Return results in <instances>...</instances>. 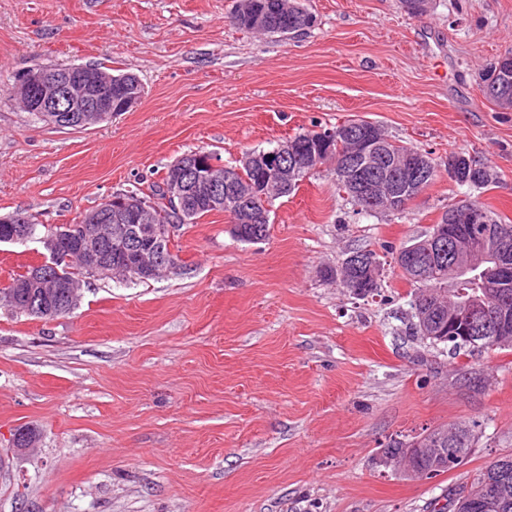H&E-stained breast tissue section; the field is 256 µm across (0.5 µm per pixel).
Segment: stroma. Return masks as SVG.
Masks as SVG:
<instances>
[{
  "label": "stroma",
  "instance_id": "obj_1",
  "mask_svg": "<svg viewBox=\"0 0 512 512\" xmlns=\"http://www.w3.org/2000/svg\"><path fill=\"white\" fill-rule=\"evenodd\" d=\"M290 38L235 25L237 0H0V216L66 224L190 151L232 162L300 130L366 119L446 165L482 158L479 198L512 224V112L482 70L512 48V0H304ZM136 74L140 104L86 130L12 96L32 66ZM464 191L439 174L403 212L366 215L329 170L276 200L265 240L214 212L176 269L89 278L69 315L0 308V512H433L512 455V348L455 356L414 336L394 254ZM374 251L378 295L332 270ZM467 422L460 467L409 480L391 440ZM40 432L37 452L11 446Z\"/></svg>",
  "mask_w": 512,
  "mask_h": 512
}]
</instances>
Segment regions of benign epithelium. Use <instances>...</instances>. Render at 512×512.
<instances>
[{
	"instance_id": "obj_1",
	"label": "benign epithelium",
	"mask_w": 512,
	"mask_h": 512,
	"mask_svg": "<svg viewBox=\"0 0 512 512\" xmlns=\"http://www.w3.org/2000/svg\"><path fill=\"white\" fill-rule=\"evenodd\" d=\"M127 84L112 79V75L99 70L74 64L61 69L35 66L21 77L13 97L23 99L31 112L46 114L58 127L87 129L112 117L114 112H129L141 102V93L126 92ZM488 93L507 100L512 97V74L508 70L496 71L494 82L487 87ZM345 136L354 144L351 156L341 165L344 184L354 194L375 201L374 190L382 184L385 195L395 208H401L408 197L414 196L424 180L438 171L434 160L426 153L417 151L405 156L388 153L375 127L369 122L357 121L344 129ZM336 144V129L320 131L313 140L309 154L321 161L332 155ZM297 140L285 139L270 151L247 152L239 158L243 165L261 168L262 180L249 188L238 186L225 172L224 164L202 154H185L170 165L172 176L163 185L170 208L175 212L173 223L159 224L151 202L144 199L131 201L123 195L107 199L108 211L88 214L76 231L60 230L36 236L21 226L23 219L10 215L0 217L4 224H17L19 228L0 238V244H40V262L28 275L25 305L16 311L47 320L63 309L74 310L82 296V285L70 277L68 258L60 252L58 239L65 234H76L80 238V249L93 266L104 265L125 274L155 275L162 272L169 257L163 251L166 239L179 229V222H187L186 213L192 204L205 201L221 208L224 195L237 199L242 212L249 213L250 200L255 196L266 197L273 187L278 189L293 184L299 172ZM464 203L459 200L449 207L446 223L424 243H414L400 250L395 256L398 265L414 261L415 253L425 251L433 257L448 258V277L457 283L475 281L482 285L502 279L507 274L504 259L496 260L493 266L484 264L487 240L492 238V229L481 233L461 225L455 207ZM347 290L355 292L359 279L374 280L379 270L360 254L350 253L338 269ZM417 316L425 338L444 341L448 339L446 328L428 320V313L436 308L434 299L428 295L418 299ZM512 331V315L502 310L493 323H476L471 329L474 337L491 334L507 336ZM458 436L460 428L443 430L436 436L418 440L414 447L418 453L435 459H446L445 447L448 433ZM381 466L409 478L419 472L413 470L401 457L389 453L380 454Z\"/></svg>"
}]
</instances>
